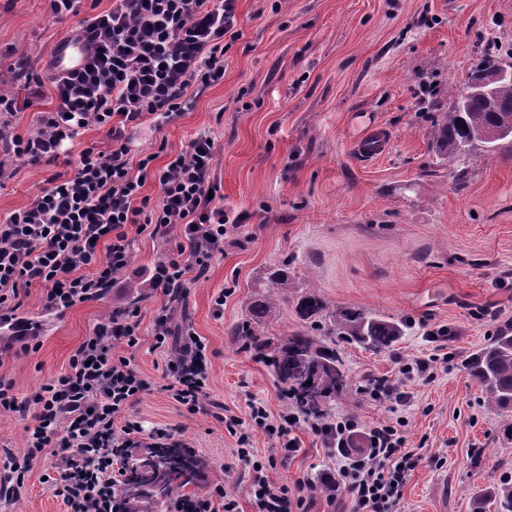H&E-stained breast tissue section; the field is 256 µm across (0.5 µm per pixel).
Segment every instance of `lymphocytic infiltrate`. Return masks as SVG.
<instances>
[{
  "mask_svg": "<svg viewBox=\"0 0 512 512\" xmlns=\"http://www.w3.org/2000/svg\"><path fill=\"white\" fill-rule=\"evenodd\" d=\"M54 18L75 17L84 36L88 62L74 74L51 82L30 72L28 60L10 70L27 90L25 107L39 108L34 129L18 132L12 119L17 107L0 94V189L15 177L14 161L31 165L56 163L73 154L66 172L53 173L25 206L0 220V324L10 336L2 353H29L41 347L30 322L18 318L22 291L40 288L46 309L64 313L76 304L100 299L129 266L133 235L165 238L177 233L175 252L148 271L145 282L159 299L153 318L156 347L172 334L169 302L182 292L188 276L204 277L212 260L223 254L229 228L241 217L224 209L221 185L214 176L216 143L209 131L198 133L165 164L157 153L135 150L130 132L144 124L162 129L192 108L199 94L224 78V38L236 33L237 0H113L109 9L86 17L84 0H48ZM56 104L43 111L46 95ZM107 128L109 149L96 145L75 149L79 134ZM159 188L157 198L144 195L147 182ZM137 310L117 309L96 326L73 352L67 371L19 398L13 380L0 377V413L32 415L22 460L10 461L11 482L0 495L23 488L26 474L45 454L59 461L56 493L67 512H113L114 449L142 445V428L130 410L148 382L130 358L116 355L115 345L139 344ZM397 373L376 379L373 399L404 404L405 381L433 378L430 359L395 357ZM166 390L188 411L199 410L209 380L205 343L189 334L184 353L167 365ZM237 455L252 468L251 497L255 512H304L312 484L270 481L250 452L251 427L266 429L288 451L298 447L303 428L326 437L336 447V466L327 478L328 498L351 502L352 512H394L409 472L421 460L407 447L406 417L398 415L369 431L367 454L352 457L346 440L354 418L306 423L298 411L271 424L262 403L249 405L248 418L217 411Z\"/></svg>",
  "mask_w": 512,
  "mask_h": 512,
  "instance_id": "obj_1",
  "label": "lymphocytic infiltrate"
}]
</instances>
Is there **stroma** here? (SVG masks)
Instances as JSON below:
<instances>
[{
	"label": "stroma",
	"instance_id": "stroma-1",
	"mask_svg": "<svg viewBox=\"0 0 512 512\" xmlns=\"http://www.w3.org/2000/svg\"><path fill=\"white\" fill-rule=\"evenodd\" d=\"M236 14L241 35L225 48L223 80L163 132L145 126L132 134L139 151L163 143L176 153L198 131H213L224 208L246 217L243 227L229 229L206 278L188 282L172 311L175 324L208 346L209 389L200 410L188 412L163 389L179 341L155 348L158 301L143 279L170 243L143 235L129 268L100 300L58 315L45 310L40 289H30L18 315L39 327L42 345L0 357V376L27 397L67 370L75 349L113 310H138L140 343L126 355L151 387L135 415L144 429L171 427L206 460L184 495L200 498L220 486L242 512H252L249 468L212 405L244 418L249 402L259 401L278 423L292 403L237 330L250 327L278 350L304 329L294 307L314 290L329 309L356 308L404 325L386 353L342 345L349 391L327 403V417H354L366 433L404 415L407 444L421 461L397 512H472L478 493L512 481V412L490 408L462 367L469 352L512 321V144L491 153L478 144L465 161L449 162L437 156L429 132L487 47L512 55V0H238ZM77 25L74 18L55 21L46 0H0V63L24 56L43 71L53 44ZM372 126L389 132L390 148L358 162L353 143ZM16 168L0 190L2 216L26 205L52 172L21 162ZM281 267L291 283L287 299L254 319V305L271 293L269 274ZM442 331L448 366L434 379L408 382L406 405L395 410L366 393L371 380L391 375L394 354L436 353L431 336ZM31 424L0 414V480L10 476L6 456L23 457ZM296 436L299 449L290 454L255 429L252 455L274 482L310 480L309 512H336L319 488L336 463L333 450L311 430ZM56 467V457L38 461L18 496L0 498V512H66L55 493Z\"/></svg>",
	"mask_w": 512,
	"mask_h": 512
}]
</instances>
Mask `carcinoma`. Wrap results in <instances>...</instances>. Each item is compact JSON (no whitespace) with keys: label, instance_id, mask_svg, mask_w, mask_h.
Here are the masks:
<instances>
[{"label":"carcinoma","instance_id":"obj_1","mask_svg":"<svg viewBox=\"0 0 512 512\" xmlns=\"http://www.w3.org/2000/svg\"><path fill=\"white\" fill-rule=\"evenodd\" d=\"M510 123L512 84H504L492 101L472 96L463 109L442 113L430 131V139L439 156L460 160L474 143L484 142L479 133ZM325 310L324 301L315 291L300 297L295 306L303 321L314 322ZM334 327L339 340L373 352L391 348L402 335L399 323L351 308L335 313ZM271 366L295 408L307 417L322 418L325 404L347 388L344 361L334 340L326 343L296 333L279 347ZM464 366L493 409L512 411V324L501 327L485 345L466 356ZM115 452L123 461H139L137 467L112 484L115 512H159V502L178 497L204 467L203 460L191 449L179 446L141 451L117 448ZM488 498L494 500L498 512H512V483L489 488L475 500L473 512H484Z\"/></svg>","mask_w":512,"mask_h":512}]
</instances>
